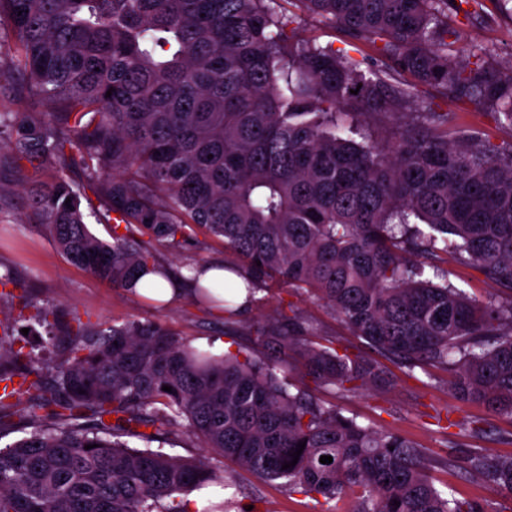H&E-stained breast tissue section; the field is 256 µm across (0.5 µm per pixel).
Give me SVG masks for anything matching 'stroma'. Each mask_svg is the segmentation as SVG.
I'll return each mask as SVG.
<instances>
[{
	"instance_id": "1",
	"label": "stroma",
	"mask_w": 512,
	"mask_h": 512,
	"mask_svg": "<svg viewBox=\"0 0 512 512\" xmlns=\"http://www.w3.org/2000/svg\"><path fill=\"white\" fill-rule=\"evenodd\" d=\"M482 3L483 21L459 20L458 45L464 49L491 47V64L502 68L512 62V13L502 0ZM441 107L452 123L479 127L497 144L512 141V131L501 128L491 115L471 111L468 105L451 100L442 102ZM1 224L7 225L9 234L0 245V273L11 272L19 286L10 295L0 296V331L11 335L28 363L52 366L71 358L73 339L66 330L78 322L108 328L149 319L164 325L183 343L215 355L223 354L231 339L252 346L254 330L288 309L313 321L321 338L334 340L348 335L344 324L324 303L306 292L282 286L258 292L255 304L238 317L234 334L229 337L222 317L187 297L160 307L70 263L44 231L29 224L22 198H15L12 209L0 214ZM149 249L159 264L182 279L194 264L220 261L225 255L223 242L202 230L183 248L173 250L154 241ZM44 307L52 314L42 322L37 313ZM383 369L390 380L386 388L349 393L336 398V405L345 415L403 436L423 448L439 490L490 507L493 512H512L511 494L465 475L460 458L450 455V447L455 444L493 457L512 456V418L492 414L479 404L460 405L445 372L437 370L430 376L419 372L410 377L399 364L388 361ZM444 412L454 419L477 421L480 435L450 440L435 419L436 414ZM229 474L232 485L227 493L241 504H257L260 512H318L314 500L289 492L283 481L260 480L234 467Z\"/></svg>"
}]
</instances>
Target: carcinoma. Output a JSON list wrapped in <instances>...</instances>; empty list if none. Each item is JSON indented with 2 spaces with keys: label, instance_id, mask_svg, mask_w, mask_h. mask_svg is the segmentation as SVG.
I'll list each match as a JSON object with an SVG mask.
<instances>
[{
  "label": "carcinoma",
  "instance_id": "carcinoma-1",
  "mask_svg": "<svg viewBox=\"0 0 512 512\" xmlns=\"http://www.w3.org/2000/svg\"><path fill=\"white\" fill-rule=\"evenodd\" d=\"M480 7L0 0V79L43 107L0 112V193L20 190L29 222L68 261L128 293L138 276L162 273L131 226L172 248L203 227L249 300L274 282L309 292L407 375L444 370L461 403L512 417V142L449 126L420 95L430 87L512 129V67L488 63L483 47L459 49L448 22L477 21ZM306 13L379 59L365 66L301 37ZM372 114L394 120L389 137L370 132ZM73 168L83 183L68 178ZM450 256L508 300L470 298L448 280ZM190 282L194 303H219L211 284ZM256 335L278 359L212 355L151 320L78 327L57 385L29 382L30 431L0 448V512H186L178 496L228 462L322 497L321 512L347 496L349 512H484L439 490L409 440L317 397L382 384L377 362L315 340L295 313ZM19 357L0 338V381L34 373ZM292 359L313 387L282 369ZM178 432L206 454L150 448ZM464 463L512 494V457L468 448Z\"/></svg>",
  "mask_w": 512,
  "mask_h": 512
}]
</instances>
